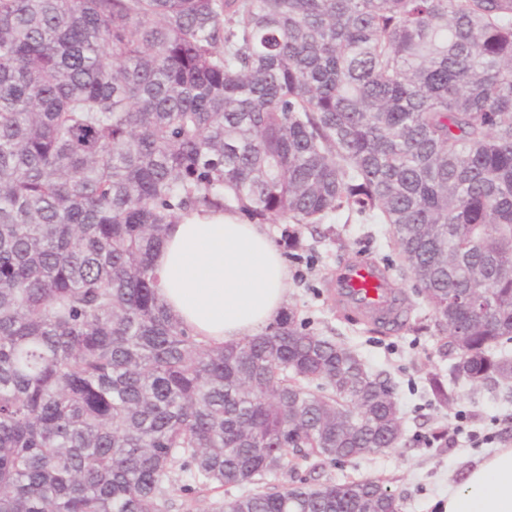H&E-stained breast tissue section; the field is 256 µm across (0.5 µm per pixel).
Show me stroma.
<instances>
[{"instance_id": "1", "label": "stroma", "mask_w": 512, "mask_h": 512, "mask_svg": "<svg viewBox=\"0 0 512 512\" xmlns=\"http://www.w3.org/2000/svg\"><path fill=\"white\" fill-rule=\"evenodd\" d=\"M388 236V225L341 215L302 229L303 248L287 260L285 307L297 310L315 332L354 351L370 372L390 378L403 427L397 447L303 470L299 476L310 485L379 477L399 498L400 512H438L449 481L461 479L477 457L512 444V397L462 382L454 386L451 405L427 395L429 377L447 374L450 360L441 349L434 312L411 276L399 275L401 261L387 245ZM359 256L397 271V287L411 310L398 333L374 332L372 324L354 322L337 307L331 280L338 268Z\"/></svg>"}]
</instances>
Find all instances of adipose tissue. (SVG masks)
<instances>
[{"label": "adipose tissue", "instance_id": "obj_1", "mask_svg": "<svg viewBox=\"0 0 512 512\" xmlns=\"http://www.w3.org/2000/svg\"><path fill=\"white\" fill-rule=\"evenodd\" d=\"M166 308L215 344L258 334L279 314L289 271L262 224L203 210L171 225L155 256ZM442 512H512V446L502 445L449 486Z\"/></svg>", "mask_w": 512, "mask_h": 512}]
</instances>
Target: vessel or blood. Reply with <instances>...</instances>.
<instances>
[{"label":"vessel or blood","mask_w":512,"mask_h":512,"mask_svg":"<svg viewBox=\"0 0 512 512\" xmlns=\"http://www.w3.org/2000/svg\"><path fill=\"white\" fill-rule=\"evenodd\" d=\"M383 269L376 262L357 258L345 265L336 284V302L344 310L396 329L407 320V306H391L379 288Z\"/></svg>","instance_id":"1"}]
</instances>
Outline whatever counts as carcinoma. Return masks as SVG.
Returning <instances> with one entry per match:
<instances>
[{"label":"carcinoma","instance_id":"cac0c4a2","mask_svg":"<svg viewBox=\"0 0 512 512\" xmlns=\"http://www.w3.org/2000/svg\"><path fill=\"white\" fill-rule=\"evenodd\" d=\"M199 209L389 225L450 381L512 388V0H0V512H399L275 482L397 447L395 388L291 308L171 314Z\"/></svg>","mask_w":512,"mask_h":512}]
</instances>
